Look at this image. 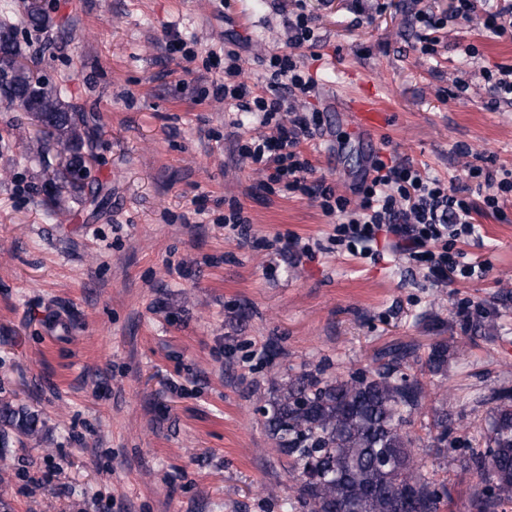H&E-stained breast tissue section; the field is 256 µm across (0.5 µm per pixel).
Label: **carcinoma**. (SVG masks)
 I'll list each match as a JSON object with an SVG mask.
<instances>
[{"instance_id":"cac0c4a2","label":"carcinoma","mask_w":512,"mask_h":512,"mask_svg":"<svg viewBox=\"0 0 512 512\" xmlns=\"http://www.w3.org/2000/svg\"><path fill=\"white\" fill-rule=\"evenodd\" d=\"M20 18L0 11V100L25 112L36 133L27 152L40 165L46 205L69 211L89 203L102 209L109 196L92 176L94 116L67 100L66 89L41 74V60H23L18 26L46 33L60 26L44 0H20ZM409 345L391 346L370 370L323 376L302 371L278 382L261 405L275 451L291 459L301 480L298 498L307 512H441L448 487L422 473L407 431L424 397L421 381L401 371L413 356ZM459 346L431 345L424 367L447 371ZM37 413L0 403V447L37 435ZM436 454L448 451V410L434 412ZM486 448L469 457L463 473L479 478L471 512L512 505V390L503 391L492 410Z\"/></svg>"}]
</instances>
